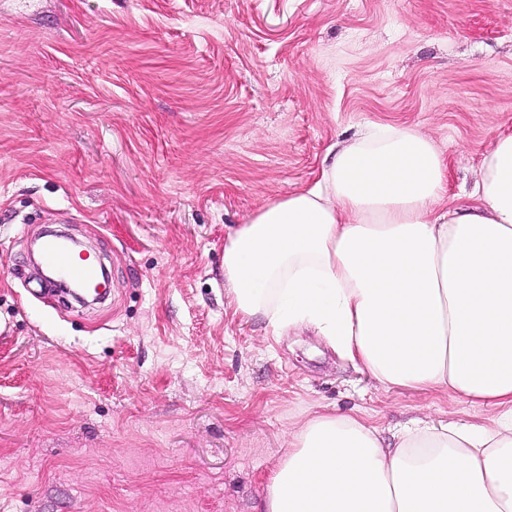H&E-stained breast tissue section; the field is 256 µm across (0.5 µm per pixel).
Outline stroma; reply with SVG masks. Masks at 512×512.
Wrapping results in <instances>:
<instances>
[{
	"label": "stroma",
	"mask_w": 512,
	"mask_h": 512,
	"mask_svg": "<svg viewBox=\"0 0 512 512\" xmlns=\"http://www.w3.org/2000/svg\"><path fill=\"white\" fill-rule=\"evenodd\" d=\"M378 124L463 202L512 134V0H0V512H259L314 415L492 416L226 299V235ZM50 228L105 301L40 280Z\"/></svg>",
	"instance_id": "obj_1"
}]
</instances>
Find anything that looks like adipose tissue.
<instances>
[{
  "instance_id": "obj_1",
  "label": "adipose tissue",
  "mask_w": 512,
  "mask_h": 512,
  "mask_svg": "<svg viewBox=\"0 0 512 512\" xmlns=\"http://www.w3.org/2000/svg\"><path fill=\"white\" fill-rule=\"evenodd\" d=\"M446 180L428 136L374 126L226 240L243 317L310 324L385 386L496 411L392 444L359 414L315 415L262 512H512V135L483 156L476 205H444Z\"/></svg>"
}]
</instances>
